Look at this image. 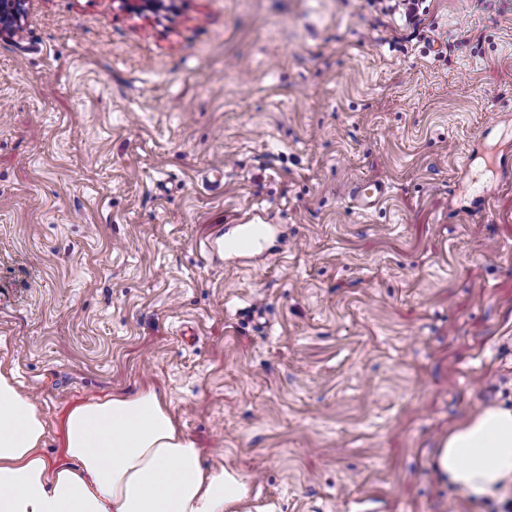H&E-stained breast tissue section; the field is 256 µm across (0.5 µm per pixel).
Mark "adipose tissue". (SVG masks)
<instances>
[{"mask_svg":"<svg viewBox=\"0 0 512 512\" xmlns=\"http://www.w3.org/2000/svg\"><path fill=\"white\" fill-rule=\"evenodd\" d=\"M45 436L38 407L0 372V512H232L248 492L237 471L203 467L152 391L70 408L56 462L40 452ZM435 465L468 496L495 494L512 477V408L489 406L455 424Z\"/></svg>","mask_w":512,"mask_h":512,"instance_id":"1","label":"adipose tissue"}]
</instances>
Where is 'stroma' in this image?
<instances>
[{
	"label": "stroma",
	"instance_id": "stroma-1",
	"mask_svg": "<svg viewBox=\"0 0 512 512\" xmlns=\"http://www.w3.org/2000/svg\"><path fill=\"white\" fill-rule=\"evenodd\" d=\"M28 0L0 34V370L155 390L242 512H507L433 457L512 408V0ZM224 172L220 188L205 181ZM386 183L376 208L353 187ZM286 240L219 265L218 225Z\"/></svg>",
	"mask_w": 512,
	"mask_h": 512
}]
</instances>
